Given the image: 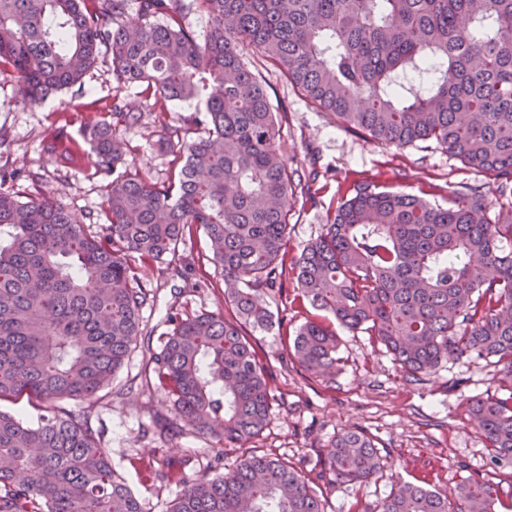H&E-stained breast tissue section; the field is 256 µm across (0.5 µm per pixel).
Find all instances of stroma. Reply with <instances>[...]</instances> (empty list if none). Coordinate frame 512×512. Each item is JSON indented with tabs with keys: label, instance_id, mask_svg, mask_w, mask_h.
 <instances>
[{
	"label": "stroma",
	"instance_id": "stroma-1",
	"mask_svg": "<svg viewBox=\"0 0 512 512\" xmlns=\"http://www.w3.org/2000/svg\"><path fill=\"white\" fill-rule=\"evenodd\" d=\"M243 55L268 84L278 112L280 150L294 173L296 189L288 205V258L299 257L321 234L335 208L362 180L443 206L451 193L472 187L502 201L512 196L491 175L470 169L433 142L419 141L401 149L371 143L364 133L344 128L333 116L310 105L251 48H244ZM117 94L145 112L140 125L121 131L129 159L154 183H167L171 157L159 142V126L146 111L147 100L139 88L117 89L103 58L83 86L63 90L38 106L22 103L16 86L0 76V132L9 142L0 150V175L20 173L12 187L23 196L35 188L59 191L76 219L98 230L106 221L103 184L94 176L95 157L80 132L97 121L105 104ZM58 127L78 144L68 164L43 148L44 137ZM208 257L206 234L195 227L172 257L178 275H168L161 263L139 264L138 284L150 291L153 300L141 314L138 347L111 388L66 404L67 409L88 417L92 426H103L102 443L112 466L144 512H165L180 488L142 477L134 465L138 458L151 461L160 471L168 464L187 461L190 477L212 475L216 456H223L229 467L251 453H273L309 470L326 459L337 434L362 429L377 442L382 467L364 484L325 488V512H371L395 481L443 488L459 479L461 465L476 468L485 462L484 441L465 416L464 402L475 396L500 395L493 365L474 358L444 361L413 384L405 380L390 355L372 347L368 333L343 330L334 376L317 380L288 356V345L304 321L295 300L296 279L290 272L279 289L263 296L266 305L282 315V323L265 332L247 324L241 327L273 377L275 402L268 426L236 448L188 431L160 434L152 420L171 416V405L161 394L144 390L142 379L146 350H160L167 339V315L234 314L224 302L221 271Z\"/></svg>",
	"mask_w": 512,
	"mask_h": 512
}]
</instances>
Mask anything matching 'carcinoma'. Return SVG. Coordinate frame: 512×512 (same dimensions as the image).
<instances>
[{
  "instance_id": "1",
  "label": "carcinoma",
  "mask_w": 512,
  "mask_h": 512,
  "mask_svg": "<svg viewBox=\"0 0 512 512\" xmlns=\"http://www.w3.org/2000/svg\"><path fill=\"white\" fill-rule=\"evenodd\" d=\"M137 19L126 21L129 10ZM208 17L200 38L189 17ZM247 44L309 104L374 143L433 141L471 169L512 182V0H0V74L30 106L82 85L102 54L118 89L143 86L160 142L182 164L168 185L118 172L117 126L144 113L115 96L83 130L97 154L107 223L93 233L51 193L27 200L0 182V401L47 403L35 424L0 409V512H144L87 421L57 403L112 386L141 336L148 292L134 261L160 263L200 225L236 318L169 315L143 388L174 418L162 433L217 434L224 447L258 436L274 394L241 324L271 330L260 300L285 270L294 175L276 112ZM195 102L170 118L167 103ZM206 133L193 138L191 127ZM299 304L293 361L323 380L336 371V327L365 331L407 379L444 360L499 367L508 397H474L465 412L486 443L484 468L445 490L398 481L371 512H497L512 500V208L477 188L444 208L358 183L293 266ZM329 483L363 484L380 468L374 439L337 435ZM182 484L166 512H325L319 481L252 453L216 477L159 474Z\"/></svg>"
}]
</instances>
